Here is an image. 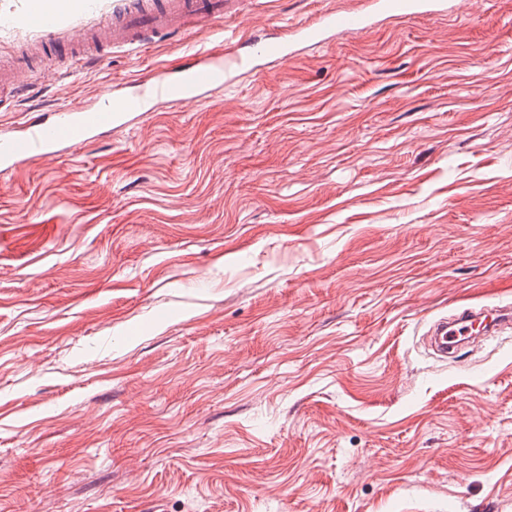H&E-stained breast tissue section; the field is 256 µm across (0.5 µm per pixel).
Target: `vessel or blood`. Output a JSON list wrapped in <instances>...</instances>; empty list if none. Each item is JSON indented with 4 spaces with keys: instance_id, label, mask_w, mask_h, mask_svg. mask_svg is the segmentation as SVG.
Masks as SVG:
<instances>
[{
    "instance_id": "vessel-or-blood-1",
    "label": "vessel or blood",
    "mask_w": 512,
    "mask_h": 512,
    "mask_svg": "<svg viewBox=\"0 0 512 512\" xmlns=\"http://www.w3.org/2000/svg\"><path fill=\"white\" fill-rule=\"evenodd\" d=\"M243 0H125L111 22L98 28L95 56L105 50L143 47L151 33L181 36L206 20H221L239 12ZM446 0H369L364 8L333 9L311 24L289 31L287 37L254 39L251 51L241 54L231 47L224 53L195 51L189 60L156 70L134 82H115L99 97L96 106L66 108L52 120H32L14 135L0 136V169L9 170L31 161L61 154L89 142L98 131L142 119L163 104L193 105L223 90L256 62L287 59L293 46L320 44L346 32H365L376 17L402 19L443 13ZM35 66L30 57L8 55L0 60V101L14 99L28 87ZM512 325L507 307L459 308L451 318L434 321L429 330L432 349L447 355L478 335H493Z\"/></svg>"
}]
</instances>
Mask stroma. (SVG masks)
<instances>
[{
  "instance_id": "35a3bbf8",
  "label": "stroma",
  "mask_w": 512,
  "mask_h": 512,
  "mask_svg": "<svg viewBox=\"0 0 512 512\" xmlns=\"http://www.w3.org/2000/svg\"><path fill=\"white\" fill-rule=\"evenodd\" d=\"M362 0L48 56L0 134ZM117 0H72L62 43ZM0 0V54L39 39ZM512 0L380 18L0 171V512H512ZM484 318L476 327V319ZM512 325V311L509 307L482 308L475 311L472 308H459L450 318L434 321L428 332L432 349L446 357L448 352L457 349L475 336L493 335L505 326Z\"/></svg>"
}]
</instances>
